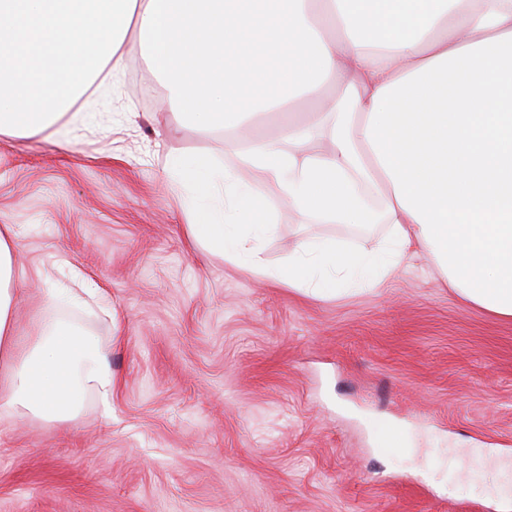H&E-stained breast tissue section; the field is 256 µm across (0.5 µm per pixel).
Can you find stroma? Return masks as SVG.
<instances>
[{
    "mask_svg": "<svg viewBox=\"0 0 512 512\" xmlns=\"http://www.w3.org/2000/svg\"><path fill=\"white\" fill-rule=\"evenodd\" d=\"M125 46L68 135L0 134L17 333L69 323L115 376L111 420L92 391L71 422L0 417V512H502L512 320L460 300L431 257L318 299L193 236L176 169L232 168L287 125L324 155L325 115L306 98L242 136L201 128ZM274 219L271 268L304 240L368 253L390 231Z\"/></svg>",
    "mask_w": 512,
    "mask_h": 512,
    "instance_id": "1",
    "label": "stroma"
}]
</instances>
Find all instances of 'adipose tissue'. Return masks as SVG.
I'll return each instance as SVG.
<instances>
[{"label": "adipose tissue", "mask_w": 512, "mask_h": 512, "mask_svg": "<svg viewBox=\"0 0 512 512\" xmlns=\"http://www.w3.org/2000/svg\"><path fill=\"white\" fill-rule=\"evenodd\" d=\"M136 26L171 110L203 128L241 130L340 80L329 154L291 132L255 141L238 167L196 159L180 177L211 201L192 234L263 271L258 243L285 204L339 224H390L361 256L301 244L272 279L334 295L345 277L389 275L425 246L458 296L512 319V0H0V132L49 130L96 81L121 69ZM276 184L269 200L240 172ZM382 198L365 202L364 189ZM15 253L0 234V415L79 416L113 377L95 337L57 323L17 348Z\"/></svg>", "instance_id": "obj_1"}]
</instances>
